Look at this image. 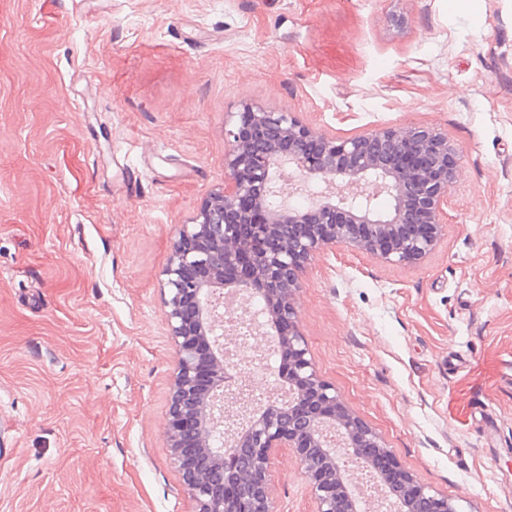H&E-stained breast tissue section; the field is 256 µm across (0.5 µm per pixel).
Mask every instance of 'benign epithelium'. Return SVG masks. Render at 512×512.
I'll use <instances>...</instances> for the list:
<instances>
[{
    "label": "benign epithelium",
    "mask_w": 512,
    "mask_h": 512,
    "mask_svg": "<svg viewBox=\"0 0 512 512\" xmlns=\"http://www.w3.org/2000/svg\"><path fill=\"white\" fill-rule=\"evenodd\" d=\"M224 139V190L179 232L164 270L176 353L164 441L194 512H277L270 468L284 449L300 466L312 512H372L373 500L339 465L342 452L394 490L399 512H457L448 495L419 485L322 377L296 300L308 264L339 246L388 264L425 261L444 236L459 149L429 126L336 139L293 112L248 104L229 113ZM296 196L308 204L292 205ZM381 196L391 202L386 212ZM226 295L263 303L256 335L280 363L261 406L232 382L246 369L232 374L224 361L234 329L216 301ZM218 427L229 440L213 448L209 432Z\"/></svg>",
    "instance_id": "benign-epithelium-1"
}]
</instances>
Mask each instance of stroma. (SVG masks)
Returning <instances> with one entry per match:
<instances>
[{"instance_id":"35a3bbf8","label":"stroma","mask_w":512,"mask_h":512,"mask_svg":"<svg viewBox=\"0 0 512 512\" xmlns=\"http://www.w3.org/2000/svg\"><path fill=\"white\" fill-rule=\"evenodd\" d=\"M246 104L459 148L435 253L317 255L299 319L418 483L512 512V0H0V512H193L163 271ZM270 475L312 512L291 452Z\"/></svg>"}]
</instances>
